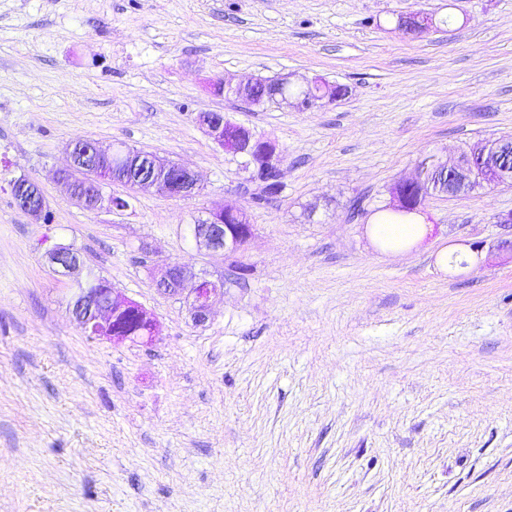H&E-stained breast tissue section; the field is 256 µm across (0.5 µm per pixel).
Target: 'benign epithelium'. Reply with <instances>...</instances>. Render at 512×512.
Returning <instances> with one entry per match:
<instances>
[{"mask_svg":"<svg viewBox=\"0 0 512 512\" xmlns=\"http://www.w3.org/2000/svg\"><path fill=\"white\" fill-rule=\"evenodd\" d=\"M429 26L428 17L419 12L403 16L399 29L410 33L422 31ZM290 76L274 80H256L239 84L233 89L236 98L251 105L256 99L266 95L278 96V102L292 107L301 103L280 93L288 85ZM196 121L209 137L226 152L241 157L250 174H256L263 167L271 171L276 180L282 178L283 157L276 142L256 136L249 128L234 122L222 113L199 114ZM120 154L119 163L126 165L134 162L137 174L128 183L132 188H154L173 198L190 200L198 192V176L189 167L159 158L155 154L147 156L145 162L134 160V152L114 144L103 147L95 141L84 139L74 141L69 148L66 167L57 171L58 181L66 188L77 203L83 199L75 190V175L87 169L84 159L89 155L110 157ZM433 180L437 184L448 186V191L461 194L469 190L476 182L490 187H499L504 182L512 181V142L499 140L488 142L473 148L469 153L459 156L455 161L442 160L437 155H430L416 167V173L400 181L405 188H414ZM14 202L18 208L37 220L46 214L45 199L34 201L28 197L25 187L15 184ZM232 217L235 223L226 224L224 219ZM254 234L249 214L241 207L225 204L209 212L202 224H195L192 235L197 246L211 254H222L224 259L236 262V268L244 264L236 261L243 249V242ZM49 262L62 276H69L81 267L82 261L72 257V253L63 245H56L47 253ZM184 271L179 267H168L156 278L158 290L171 293L181 288L180 280ZM221 281H213L204 275L194 278L188 295L192 297L194 319L203 323L208 319L211 298L223 290ZM97 293L105 301L96 303L82 301L73 306L72 312L91 339H106L113 342L135 341L133 333L143 330V326L153 321V317L141 306L119 295L112 288H99Z\"/></svg>","mask_w":512,"mask_h":512,"instance_id":"7a95c632","label":"benign epithelium"}]
</instances>
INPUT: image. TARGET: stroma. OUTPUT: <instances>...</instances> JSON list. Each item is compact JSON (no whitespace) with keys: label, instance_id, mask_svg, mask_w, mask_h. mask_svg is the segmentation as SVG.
Here are the masks:
<instances>
[{"label":"stroma","instance_id":"obj_1","mask_svg":"<svg viewBox=\"0 0 512 512\" xmlns=\"http://www.w3.org/2000/svg\"><path fill=\"white\" fill-rule=\"evenodd\" d=\"M422 11L434 27L400 30ZM349 89L247 107L219 80ZM222 112L279 144L261 206L199 128ZM512 136V0H0V512H512V186L428 198L418 241L371 233L430 154ZM90 139L180 162V200L109 183L85 210L54 172ZM36 181L49 222L10 179ZM226 203L255 233L245 278L192 227ZM460 241L481 264L452 266ZM73 246L158 323L89 338L47 245ZM223 280L206 322L161 269ZM15 180V179H14ZM13 179L10 180L9 182V185H11V183H13L14 181ZM15 184V183H13ZM12 184V186H13ZM20 187V189H19ZM38 189L40 190L39 186H38ZM40 193H41V197H40V200L38 201V203H35V198H30L28 197V193L25 192V186H20V183H17L15 184V191L13 190V200L15 202V204L18 206V208L24 212H26L27 214L31 215L32 217H34L36 220H43L44 221V216L47 212L46 210V203H45V199H44V196H43V193L41 192L40 190Z\"/></svg>","mask_w":512,"mask_h":512}]
</instances>
